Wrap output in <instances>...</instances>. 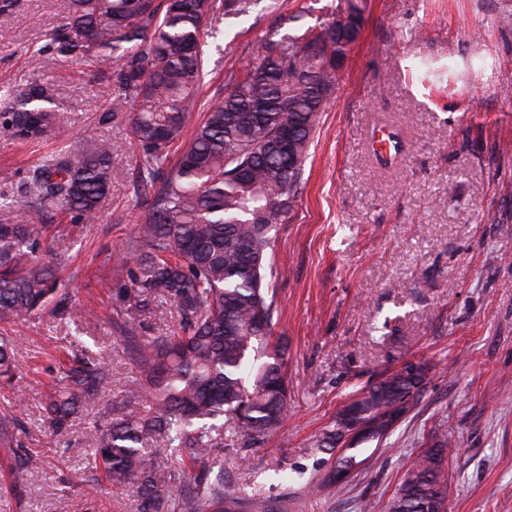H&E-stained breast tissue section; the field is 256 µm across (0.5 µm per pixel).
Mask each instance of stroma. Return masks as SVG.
<instances>
[{
    "instance_id": "1",
    "label": "stroma",
    "mask_w": 512,
    "mask_h": 512,
    "mask_svg": "<svg viewBox=\"0 0 512 512\" xmlns=\"http://www.w3.org/2000/svg\"><path fill=\"white\" fill-rule=\"evenodd\" d=\"M311 0H259L209 41L213 67L200 111L223 98L256 42L328 22ZM495 0H366L363 28L315 131L304 184L273 251L274 336L287 347L288 419L244 444L224 434L226 485H250L285 512H386L406 469L436 427L458 447L446 467V512H512V32L494 22ZM65 0H17L0 15V111L32 77L49 83L61 120L40 141L0 133V190L67 144H112V185L92 224L54 218L60 291L92 318L74 324L46 309L17 326L18 379L0 386V416L16 417L0 447V512H138L135 493L92 470L94 408L62 436L44 422L42 393L77 348L103 353L112 371L105 402L120 400L133 367L112 328L113 251L141 215L139 150L127 116L103 121L117 83L86 65H44L37 53ZM397 133L389 164L372 147L378 126ZM427 364L426 384L387 438L359 445L360 464L324 483L335 458L313 443L337 409L406 361ZM39 456L26 471L24 455ZM323 481L322 491L309 483Z\"/></svg>"
}]
</instances>
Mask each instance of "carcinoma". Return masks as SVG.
<instances>
[{
	"label": "carcinoma",
	"instance_id": "obj_1",
	"mask_svg": "<svg viewBox=\"0 0 512 512\" xmlns=\"http://www.w3.org/2000/svg\"><path fill=\"white\" fill-rule=\"evenodd\" d=\"M255 0H69L67 15L40 54L47 65L96 63L113 72L121 93L106 114L130 117L139 148L137 182L144 219L113 256L126 299L113 324L125 334L154 300L171 303L179 330L130 337L136 376L121 401L97 409L91 458L109 483L136 489L141 512H272L262 494L224 487L219 440L229 428L251 441L288 418L286 347L271 340L276 312L267 270L277 224L288 223L302 186L303 167L321 112L339 81L336 55L358 39L352 21L364 0H336L334 21L295 25L278 39L264 38L230 78V90L210 105L176 162L170 152L199 105L205 42L226 19L249 13ZM496 23L512 30V0H499ZM53 90L34 78L0 112V127L34 141L55 125ZM112 183V143L70 148L30 169L0 194V323L21 322L56 299V312L73 313L57 295L52 263L38 260L52 219L69 214L96 219ZM136 269H128L131 260ZM414 375H391L364 390L361 415L336 411L316 448L333 450L344 431L368 417L390 428L399 401L414 403L427 365ZM13 341L0 336V380L13 382ZM102 356L82 349L59 369L46 394L45 420L65 431L79 409L111 390ZM458 443L436 428L387 505V512H434L446 497L444 466ZM353 455L336 459L320 484L348 473Z\"/></svg>",
	"mask_w": 512,
	"mask_h": 512
}]
</instances>
